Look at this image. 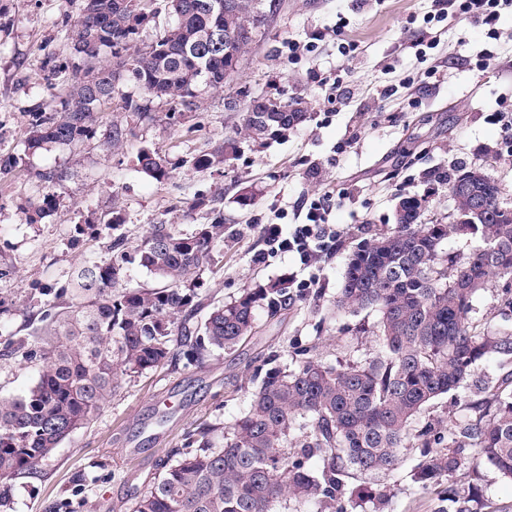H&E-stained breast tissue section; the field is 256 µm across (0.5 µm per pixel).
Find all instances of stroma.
<instances>
[{
  "label": "stroma",
  "mask_w": 512,
  "mask_h": 512,
  "mask_svg": "<svg viewBox=\"0 0 512 512\" xmlns=\"http://www.w3.org/2000/svg\"><path fill=\"white\" fill-rule=\"evenodd\" d=\"M272 2L230 85L203 91L189 107L153 100L143 115L126 108L142 94L125 80L82 141L31 150L30 112L59 110L68 93L48 66L72 64L71 32L85 0H0V155L18 159L0 175V395L35 384L40 363L27 352L38 348L42 314L74 271L110 259L121 286L160 288L140 263L153 225L188 236L206 224L224 227L194 275L195 310L178 316L190 331L255 283L294 289L316 280L294 307L273 317L257 310L254 334L232 349L207 350L196 362L177 351L122 376L89 424L32 474L0 480V512H129L193 433L212 429L214 447H223L224 428L247 410L264 364L287 368L305 348L331 365L374 356L377 312L337 311L336 292L353 250L394 230L401 198L425 199L422 222L450 223L448 183L477 168L512 205V129L501 120L512 113V8L488 25L439 15L432 0ZM414 31L425 36L415 49ZM334 78L342 89L332 101L324 82ZM256 97L302 101L308 118L286 136L248 139L242 118ZM116 127L124 131L117 141ZM226 141L234 150L223 162L195 168V158L213 157ZM144 148L169 162L168 180L138 168ZM50 173L58 182H46ZM48 192L53 205L37 216ZM323 196L339 235L319 267L265 253L260 225L293 231ZM118 239L122 247L111 250ZM506 285L497 279L474 295L468 319L477 330H512V312L501 306ZM471 401L468 391L449 393L421 419H472ZM421 455L413 445L393 472H350L353 512H447L437 489L413 480ZM452 480L512 512V479L490 465L465 466Z\"/></svg>",
  "instance_id": "stroma-1"
}]
</instances>
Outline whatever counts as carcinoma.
Masks as SVG:
<instances>
[{"instance_id":"obj_1","label":"carcinoma","mask_w":512,"mask_h":512,"mask_svg":"<svg viewBox=\"0 0 512 512\" xmlns=\"http://www.w3.org/2000/svg\"><path fill=\"white\" fill-rule=\"evenodd\" d=\"M207 17L174 18L151 45L129 53L126 34L99 29L96 16L82 14L71 37L77 62L53 65L54 76L73 81L69 98L54 113H31V144H72L87 136L99 109L123 79L110 57L128 52L122 66L147 99L191 104L200 79L188 58ZM105 85L88 100L82 76ZM303 112H276L265 124L243 115L246 134L255 139L282 136L303 123ZM138 167L155 180L169 178L165 159L149 149L138 152ZM468 170L448 184L468 183L484 205L474 224H424L416 198L399 205L406 213L394 231L360 244L350 256L336 296V308H374L383 351L365 362L329 365L302 350L291 369L265 372L247 411L224 432V447L211 446L209 431L196 433L197 448L178 453L131 512H279L294 499L328 512H348L344 473L396 470L401 449L411 441L434 448L424 455L414 481L428 490L439 486L472 459L512 478V373L495 384L474 374L477 362L512 356V331L481 332L468 321L471 299L493 278L512 279V208L500 201L498 187ZM224 225L210 224L183 236L159 224L146 237L140 259L165 286L130 289L117 295L121 267L112 262L82 269L74 294L42 317V368L27 392L0 397V478L12 480L34 469L72 432L87 425L112 395L118 377L158 367L173 355L175 316L193 307L194 273L206 261ZM454 234L477 236L484 247L467 256L442 251ZM300 300L283 284L247 288L235 300L208 313L202 336L182 333L187 355L198 359L208 348H230L255 330L259 307L271 315ZM460 387L477 399L474 421L452 418L437 429L412 424L426 406ZM296 430L306 439L288 451ZM473 454L467 458L466 450ZM313 458L322 462L311 468ZM457 512H472L469 495L454 484L445 489Z\"/></svg>"}]
</instances>
